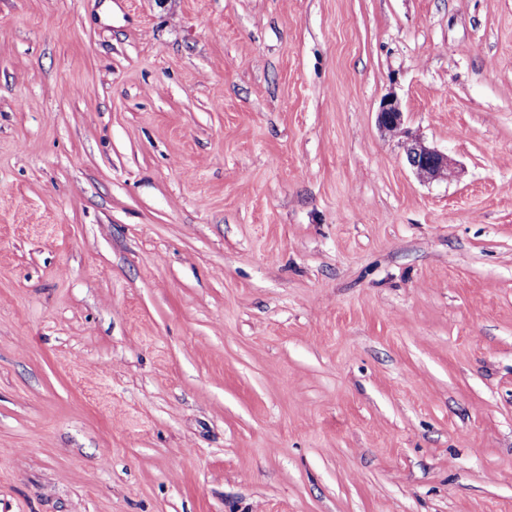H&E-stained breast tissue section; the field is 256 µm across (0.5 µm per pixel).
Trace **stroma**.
Here are the masks:
<instances>
[{
	"label": "stroma",
	"instance_id": "35a3bbf8",
	"mask_svg": "<svg viewBox=\"0 0 512 512\" xmlns=\"http://www.w3.org/2000/svg\"><path fill=\"white\" fill-rule=\"evenodd\" d=\"M0 512H512V0H0ZM378 125L383 129L401 136V145L407 162L421 178L435 179L450 170L448 155L426 146L421 140L409 135L404 126V115L398 99L394 96L384 98L377 113Z\"/></svg>",
	"mask_w": 512,
	"mask_h": 512
}]
</instances>
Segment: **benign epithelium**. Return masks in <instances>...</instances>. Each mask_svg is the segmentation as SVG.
<instances>
[{
  "label": "benign epithelium",
  "instance_id": "1",
  "mask_svg": "<svg viewBox=\"0 0 512 512\" xmlns=\"http://www.w3.org/2000/svg\"><path fill=\"white\" fill-rule=\"evenodd\" d=\"M377 121L383 129L402 137L401 145L407 162L419 177L435 179L448 173L450 170L448 156L426 146L421 140L409 135L404 128L403 111L396 97L388 96L382 100Z\"/></svg>",
  "mask_w": 512,
  "mask_h": 512
}]
</instances>
